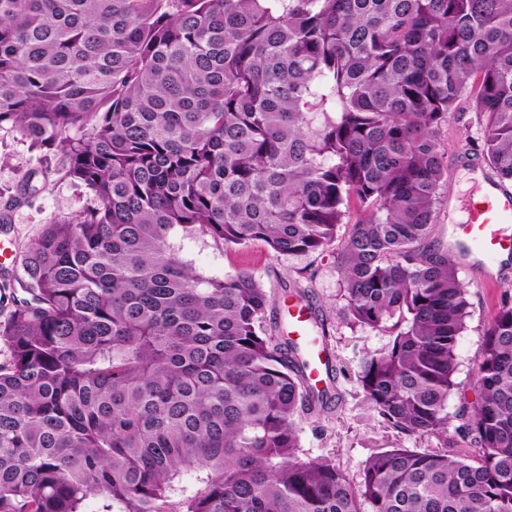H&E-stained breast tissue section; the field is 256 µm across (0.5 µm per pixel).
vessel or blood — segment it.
Segmentation results:
<instances>
[{
	"instance_id": "b4317fda",
	"label": "vessel or blood",
	"mask_w": 512,
	"mask_h": 512,
	"mask_svg": "<svg viewBox=\"0 0 512 512\" xmlns=\"http://www.w3.org/2000/svg\"><path fill=\"white\" fill-rule=\"evenodd\" d=\"M451 247L482 267L485 282H493L503 271L505 258L512 256V185L495 175L482 177L481 194L468 209L465 223L454 225ZM288 337L302 351L311 387L323 381L325 350L309 327L310 315L302 307L290 311Z\"/></svg>"
}]
</instances>
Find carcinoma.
Returning <instances> with one entry per match:
<instances>
[{"label": "carcinoma", "instance_id": "obj_1", "mask_svg": "<svg viewBox=\"0 0 512 512\" xmlns=\"http://www.w3.org/2000/svg\"><path fill=\"white\" fill-rule=\"evenodd\" d=\"M471 89L512 182V0H0V129L38 152L20 191L58 173L90 195L0 321V512H512L511 289L455 415L473 452L391 448L354 486L299 456L323 394L260 280L171 242L322 254L356 203L348 312L393 333L360 385L391 427L447 434L469 301L428 240Z\"/></svg>", "mask_w": 512, "mask_h": 512}]
</instances>
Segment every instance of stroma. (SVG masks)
Listing matches in <instances>:
<instances>
[{
    "mask_svg": "<svg viewBox=\"0 0 512 512\" xmlns=\"http://www.w3.org/2000/svg\"><path fill=\"white\" fill-rule=\"evenodd\" d=\"M482 119L474 95L460 101L448 116L441 148L448 160V205L440 206L432 226L431 240L448 243L454 225L466 218L467 204L476 190V171L483 168L480 157ZM36 165L27 142L7 129L0 130V207L11 204L10 221L0 224V245L23 255L39 237L47 221L64 218L89 200L84 188L60 175H50L45 188L34 196L19 199L18 188ZM172 241L180 257L205 276L221 277L246 269L261 281L272 303L267 327L273 336L288 333L289 304L309 307L313 322L323 324L327 352L326 402L321 410L303 415L299 456L303 460L326 459L336 465L351 483H359L368 460L387 448H412L422 453H456L462 446L455 433L443 436H410L397 431L380 417L367 399L359 374L364 360L388 349L389 332L355 323L347 311L341 273L334 251L307 256H275L265 245L226 246L201 233L174 230ZM457 275L467 290L470 315L457 340L456 389L448 398L449 414L474 401L475 364L481 355L484 333L500 294L512 288V276L484 284L478 266L456 263Z\"/></svg>",
    "mask_w": 512,
    "mask_h": 512,
    "instance_id": "stroma-1",
    "label": "stroma"
}]
</instances>
